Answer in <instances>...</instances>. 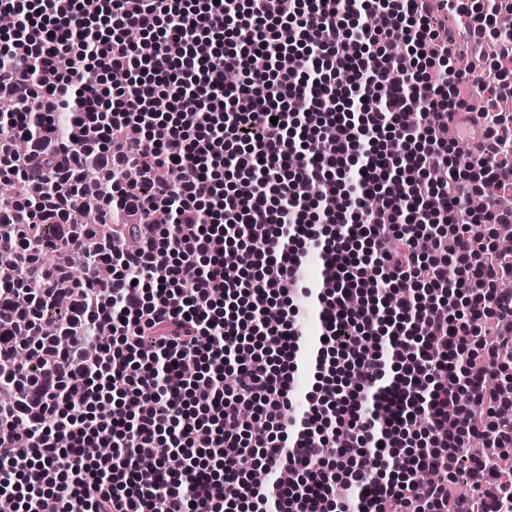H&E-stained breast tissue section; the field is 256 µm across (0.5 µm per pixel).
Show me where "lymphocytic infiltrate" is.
Returning a JSON list of instances; mask_svg holds the SVG:
<instances>
[{"instance_id": "f902f5d3", "label": "lymphocytic infiltrate", "mask_w": 512, "mask_h": 512, "mask_svg": "<svg viewBox=\"0 0 512 512\" xmlns=\"http://www.w3.org/2000/svg\"><path fill=\"white\" fill-rule=\"evenodd\" d=\"M455 2L512 66V25L487 29L512 0ZM439 3L0 0V99L16 109L0 184L37 198H0L1 500L512 512L497 465L512 454V254L496 243L512 121L503 85L454 65V29H431ZM435 69L453 103L435 102ZM470 85L491 101L461 163L448 129ZM80 207L103 222L73 223ZM302 297L320 340L297 409Z\"/></svg>"}]
</instances>
